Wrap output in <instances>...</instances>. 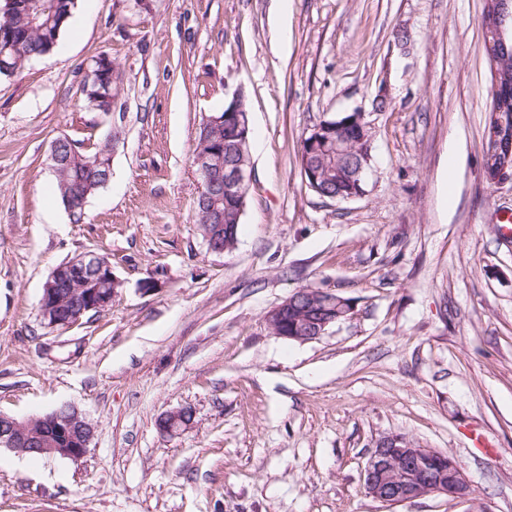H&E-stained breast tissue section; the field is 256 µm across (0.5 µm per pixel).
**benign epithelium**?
Returning <instances> with one entry per match:
<instances>
[{
	"label": "benign epithelium",
	"instance_id": "benign-epithelium-1",
	"mask_svg": "<svg viewBox=\"0 0 512 512\" xmlns=\"http://www.w3.org/2000/svg\"><path fill=\"white\" fill-rule=\"evenodd\" d=\"M481 28L492 72L491 104L487 130V149L499 157L497 165L485 172L491 184L512 180V131L502 119L503 98L500 57L493 46L509 42L508 26L512 25V0H485ZM210 130L224 131V142L241 145L250 131L248 112L239 98L224 105V111L206 117ZM336 121L322 120L306 134L308 145L324 151L340 149L334 138ZM70 158L96 171L102 183L111 175V157L107 151L89 152L85 147L63 139ZM194 164L202 182V194H208L216 178L224 175V198L244 208L251 182V167H224V146L195 152ZM97 269L94 285H85V271ZM69 286L68 291L60 285ZM119 282L112 265L94 253L76 256L53 269L41 296V313L50 327H70L91 312H100L112 303ZM352 307L336 294L316 289H299L273 308L267 315L269 328L279 337L304 342L316 339L326 329L347 317ZM191 424L185 409L160 417L159 430L172 435ZM94 427L75 409L64 406L42 417L19 421L0 413V448L18 454L37 453L49 458L78 459L90 447ZM365 492L389 505L413 501L430 494L465 500L470 488L456 459L449 453L430 448H417L402 438L390 437L379 442L370 454L362 473Z\"/></svg>",
	"mask_w": 512,
	"mask_h": 512
}]
</instances>
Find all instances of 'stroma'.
<instances>
[{"label": "stroma", "instance_id": "35a3bbf8", "mask_svg": "<svg viewBox=\"0 0 512 512\" xmlns=\"http://www.w3.org/2000/svg\"><path fill=\"white\" fill-rule=\"evenodd\" d=\"M483 10L77 0L55 50L0 77V413L68 405L95 428L77 460L1 448L0 512H512V182L483 177ZM101 53L121 73L108 115L80 95ZM237 97L252 181L216 253L193 222L194 150ZM355 109L371 127L363 193L320 196L301 141ZM63 136L111 155L78 223L50 168ZM87 252L112 265L110 306L48 326V274ZM306 287L350 315L307 342L273 334L268 312ZM185 407L192 425L161 434ZM391 435L455 456L469 499L367 495Z\"/></svg>", "mask_w": 512, "mask_h": 512}]
</instances>
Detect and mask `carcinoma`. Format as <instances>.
Here are the masks:
<instances>
[{"label": "carcinoma", "mask_w": 512, "mask_h": 512, "mask_svg": "<svg viewBox=\"0 0 512 512\" xmlns=\"http://www.w3.org/2000/svg\"><path fill=\"white\" fill-rule=\"evenodd\" d=\"M76 7V0H12L4 2L0 10V33L14 40L18 49L11 61V68L0 70V77L17 74L32 59L42 57L58 45ZM92 66L96 67L99 91L96 100L84 98L86 106L96 112L112 109V82L119 78V71L112 62L95 57ZM343 123L336 129V138L345 142V153L333 158L312 153L310 146L301 145L300 165L315 164L321 168L319 186L336 194L347 196L363 188V179L355 177L359 164L365 161L363 149L369 140L362 139L359 127L353 121V113L342 115ZM57 195H62L65 187L80 193L95 194L98 190L96 174L78 164L60 169L55 176ZM241 221L238 205L224 206V223L211 225V231L224 239V244L234 246Z\"/></svg>", "instance_id": "1"}]
</instances>
